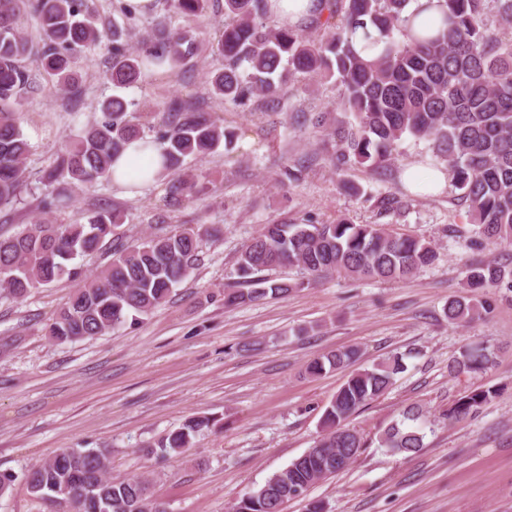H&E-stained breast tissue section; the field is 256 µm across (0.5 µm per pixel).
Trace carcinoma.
<instances>
[{
	"mask_svg": "<svg viewBox=\"0 0 512 512\" xmlns=\"http://www.w3.org/2000/svg\"><path fill=\"white\" fill-rule=\"evenodd\" d=\"M167 3L175 14L197 17L208 0ZM409 3L319 0L312 24L328 34L318 38L278 24L268 0H224V28L217 42L224 69L211 78V87L216 97L245 108L253 98L277 95L298 73L335 79L341 106L354 118L336 120L333 165L338 175L353 168L391 174L406 137L426 142L475 226L474 235L464 241L472 257L464 265L461 291L444 308L448 323L464 326L488 312V293L512 292V254L480 256L489 244L512 247V40L506 44L501 37L512 29V0H438L437 33L410 37L408 26L418 13L406 14ZM26 15L38 22L41 69L60 90L74 84L75 60L100 37L92 0H0V209L19 202L30 153L16 111L34 89L24 65L34 50L21 26ZM359 39L364 41L360 50ZM378 45L377 56H362ZM197 52L190 30L159 24L130 49L123 31L114 29L106 79L124 89L136 84L148 65L175 74ZM128 106L119 95L103 100L100 118L57 151L42 177L44 208L73 185L110 178L112 161L134 140L160 149L163 174L172 176L168 194L174 201L197 188L186 172L188 161L234 146V131L181 103H171L158 123L156 113L141 112L136 118ZM118 224L117 212L99 207L87 213L83 224L43 219L14 234L0 232V295L22 300L34 288L81 276L72 261L101 249ZM206 234L199 226L121 248L101 274L83 280L56 310L49 336L74 343L104 335L165 304L195 269ZM437 258L432 243L384 224H264L235 264L234 274L248 289H224V306L286 296L335 275L407 283ZM286 266L297 268L302 277L288 281L262 275ZM356 358L354 349L329 351L310 360L305 371L320 376L328 369H345ZM491 361L486 349H472L449 371L477 373ZM405 370L403 356L394 354L351 372L325 408L314 446L244 493L231 512H285L300 492L306 512H325L321 501L308 499L312 486L348 467L366 445L347 421L383 396ZM495 394L489 388L465 391L448 409V421L475 414ZM217 423L215 417L191 418L154 447L162 458L180 455L192 447V437ZM428 424L419 408L409 407L379 436V446L414 455L424 448ZM109 464L103 448L67 449L27 470L23 479L33 495L54 504L57 512H161L164 504L149 495L145 480L109 478Z\"/></svg>",
	"mask_w": 512,
	"mask_h": 512,
	"instance_id": "obj_1",
	"label": "carcinoma"
}]
</instances>
